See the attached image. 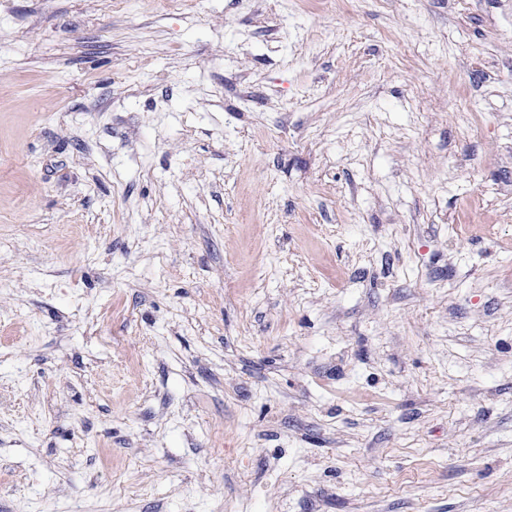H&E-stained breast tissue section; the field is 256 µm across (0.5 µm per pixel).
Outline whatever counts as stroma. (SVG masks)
I'll return each instance as SVG.
<instances>
[{
	"label": "stroma",
	"instance_id": "obj_1",
	"mask_svg": "<svg viewBox=\"0 0 512 512\" xmlns=\"http://www.w3.org/2000/svg\"><path fill=\"white\" fill-rule=\"evenodd\" d=\"M0 512H512V0H0Z\"/></svg>",
	"mask_w": 512,
	"mask_h": 512
}]
</instances>
